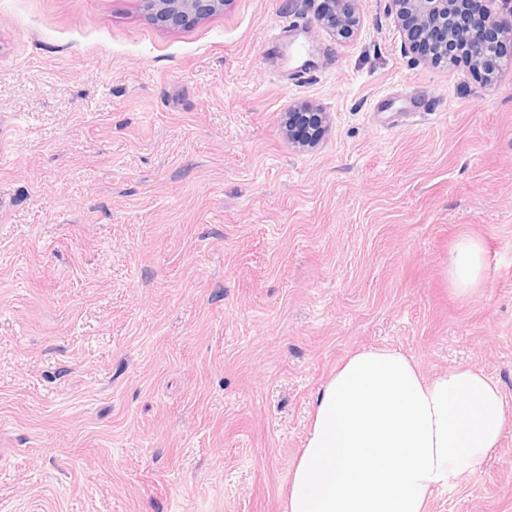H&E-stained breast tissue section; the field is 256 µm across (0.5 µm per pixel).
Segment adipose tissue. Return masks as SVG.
<instances>
[{
	"label": "adipose tissue",
	"instance_id": "ef3b65f1",
	"mask_svg": "<svg viewBox=\"0 0 512 512\" xmlns=\"http://www.w3.org/2000/svg\"><path fill=\"white\" fill-rule=\"evenodd\" d=\"M484 249L466 237L448 264L459 291L479 287ZM504 396L482 371L425 379L392 348L351 356L319 391L281 512H427L428 498L482 470L504 429Z\"/></svg>",
	"mask_w": 512,
	"mask_h": 512
}]
</instances>
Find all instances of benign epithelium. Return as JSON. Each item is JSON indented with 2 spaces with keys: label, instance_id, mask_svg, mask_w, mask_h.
Returning a JSON list of instances; mask_svg holds the SVG:
<instances>
[{
  "label": "benign epithelium",
  "instance_id": "7a95c632",
  "mask_svg": "<svg viewBox=\"0 0 512 512\" xmlns=\"http://www.w3.org/2000/svg\"><path fill=\"white\" fill-rule=\"evenodd\" d=\"M317 22L338 39L354 36L360 23V0H317ZM397 18L409 15L414 23L401 27L404 42L414 45L432 41L437 46L435 59L448 62V43L463 41L467 44L475 74L485 81L494 79L502 59L508 57L502 41L495 38L499 32V5L512 0H483L482 12L472 15L466 9V0H388ZM149 18L162 27L176 28L201 20L224 8V0H142ZM306 122L289 131L291 140L299 147L314 144L323 133L324 116L321 112H288L286 121Z\"/></svg>",
  "mask_w": 512,
  "mask_h": 512
}]
</instances>
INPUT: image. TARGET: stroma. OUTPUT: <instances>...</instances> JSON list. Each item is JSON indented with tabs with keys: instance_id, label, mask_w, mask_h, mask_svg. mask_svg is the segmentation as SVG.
Listing matches in <instances>:
<instances>
[{
	"instance_id": "obj_1",
	"label": "stroma",
	"mask_w": 512,
	"mask_h": 512,
	"mask_svg": "<svg viewBox=\"0 0 512 512\" xmlns=\"http://www.w3.org/2000/svg\"><path fill=\"white\" fill-rule=\"evenodd\" d=\"M360 16L340 41L313 0L179 28L0 0V512H280L370 347L500 386L499 448L427 510L512 512V65L486 85L419 62L388 0ZM324 113L322 112H288L286 113V125L288 121V127H290V122L292 120L295 121L296 124L299 125L297 129L294 130H288V135L292 142L294 144H297L299 147H305L314 144L316 141L319 140L323 133V122H324ZM316 117L318 119V125H315L314 122H311L310 117ZM302 118H306L308 121H306L303 124L299 123V120ZM291 134V135H290ZM292 134H297L296 137H294ZM292 136V137H291ZM484 249L475 238H462L455 245L448 264V275L452 285L466 292L481 284Z\"/></svg>"
}]
</instances>
